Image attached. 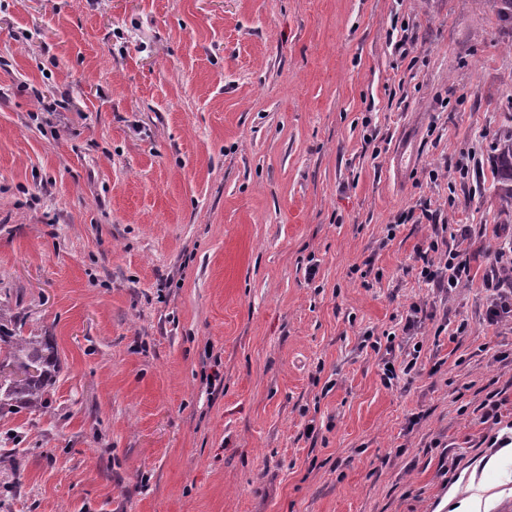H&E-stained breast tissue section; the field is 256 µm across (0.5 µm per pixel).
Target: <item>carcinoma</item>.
Wrapping results in <instances>:
<instances>
[{
    "instance_id": "1",
    "label": "carcinoma",
    "mask_w": 512,
    "mask_h": 512,
    "mask_svg": "<svg viewBox=\"0 0 512 512\" xmlns=\"http://www.w3.org/2000/svg\"><path fill=\"white\" fill-rule=\"evenodd\" d=\"M495 9L498 18L512 25V0H477ZM499 214L512 219V137L496 141ZM7 302H0V417L21 409L50 408L57 354L42 336L22 335Z\"/></svg>"
}]
</instances>
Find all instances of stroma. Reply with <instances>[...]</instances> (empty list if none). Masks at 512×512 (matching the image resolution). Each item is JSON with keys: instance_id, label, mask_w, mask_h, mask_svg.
I'll return each mask as SVG.
<instances>
[{"instance_id": "stroma-1", "label": "stroma", "mask_w": 512, "mask_h": 512, "mask_svg": "<svg viewBox=\"0 0 512 512\" xmlns=\"http://www.w3.org/2000/svg\"><path fill=\"white\" fill-rule=\"evenodd\" d=\"M511 44L477 0H0V302L59 355L0 512H512ZM496 166L498 172L499 214L512 222V134L508 139L496 141ZM417 261H421L422 278L439 288L446 298L469 277L467 262L459 261L456 251L439 252L438 242L435 241L431 242L426 251L418 253ZM500 264V266H498ZM512 250L509 254L499 253L495 266L486 278V288L492 291L490 305L487 310L489 321L498 323L507 318H512V290L502 288L505 282H509L506 271H512Z\"/></svg>"}]
</instances>
